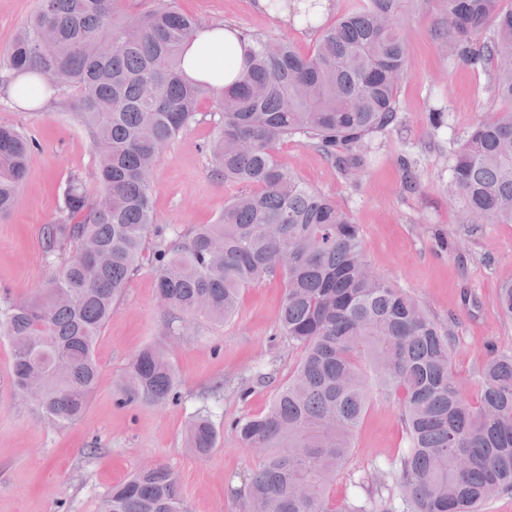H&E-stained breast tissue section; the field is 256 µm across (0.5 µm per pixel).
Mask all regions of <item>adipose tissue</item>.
I'll use <instances>...</instances> for the list:
<instances>
[{
  "label": "adipose tissue",
  "mask_w": 512,
  "mask_h": 512,
  "mask_svg": "<svg viewBox=\"0 0 512 512\" xmlns=\"http://www.w3.org/2000/svg\"><path fill=\"white\" fill-rule=\"evenodd\" d=\"M246 45V37L232 25L205 26L184 50L183 73L188 79L224 89L236 79Z\"/></svg>",
  "instance_id": "ef3b65f1"
}]
</instances>
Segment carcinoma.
Instances as JSON below:
<instances>
[{
  "label": "carcinoma",
  "instance_id": "1",
  "mask_svg": "<svg viewBox=\"0 0 512 512\" xmlns=\"http://www.w3.org/2000/svg\"><path fill=\"white\" fill-rule=\"evenodd\" d=\"M123 0H38L0 73L46 77L74 91L78 118L102 151L96 193L73 175L62 216L43 228L48 254L66 261L36 295L0 290V336L13 378L54 423L85 412L98 380L94 344L132 273L154 265L157 295L173 318L224 321L241 291L283 284L280 331L302 349L268 409L229 424L257 453L244 512H481L512 491V354L491 351L469 380L456 370L451 332L403 289L378 275L359 225L277 159L284 138L304 136L345 175L365 161L369 137L399 122L397 90L409 56L401 32L411 0H345L302 55L282 39L253 36L236 84L220 92L184 79L185 46L203 23L175 0L146 11ZM434 36L448 54L492 64L500 109L482 116L454 151L451 186L460 224H512V0H435ZM215 102L220 132L208 147L213 174L241 191L213 224L166 247L153 231L155 161L199 112ZM33 144L0 125V217L28 171ZM498 304L512 318V281ZM400 405L407 448L385 470L352 479L354 503L331 494L366 410L370 386ZM177 370L159 346L130 361L125 404L176 397ZM475 396H467L469 389ZM198 457L216 446L207 415L185 429ZM399 496L384 494L387 478ZM101 512H184L172 470L149 464L112 486Z\"/></svg>",
  "mask_w": 512,
  "mask_h": 512
}]
</instances>
